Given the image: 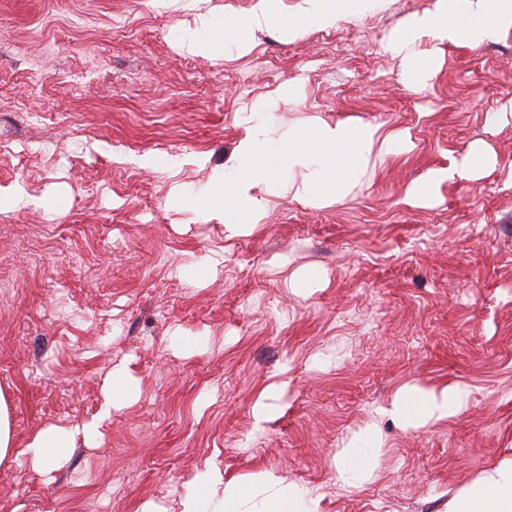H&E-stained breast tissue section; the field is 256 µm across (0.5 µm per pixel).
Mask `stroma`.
<instances>
[{
	"label": "stroma",
	"mask_w": 512,
	"mask_h": 512,
	"mask_svg": "<svg viewBox=\"0 0 512 512\" xmlns=\"http://www.w3.org/2000/svg\"><path fill=\"white\" fill-rule=\"evenodd\" d=\"M433 0H381L295 40L251 32L239 55L177 39L196 11L167 0H0V392L16 446L0 467V512H179L196 466L226 477L273 468L318 494V512H441L460 483L512 454V124L489 118L512 99V34L479 47L424 38L435 69L420 89L389 35ZM295 84L271 123L312 115L381 124L410 136L343 204L271 199L258 230L176 207L231 168L249 113ZM491 144L497 163L443 184L433 205L406 186ZM180 158L171 170L139 157ZM287 257L280 267L279 257ZM217 261L204 283L187 265ZM313 267L321 290L291 294ZM199 336L178 352L174 335ZM122 367L139 399L114 412L96 445L76 439L51 472L23 446L46 425L97 416ZM288 388L256 430L252 405L271 380ZM470 387L448 424L407 433L382 419L378 477L344 493L331 457L400 386Z\"/></svg>",
	"instance_id": "1"
}]
</instances>
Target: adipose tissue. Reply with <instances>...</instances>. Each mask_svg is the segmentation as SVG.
Masks as SVG:
<instances>
[{
  "instance_id": "adipose-tissue-1",
  "label": "adipose tissue",
  "mask_w": 512,
  "mask_h": 512,
  "mask_svg": "<svg viewBox=\"0 0 512 512\" xmlns=\"http://www.w3.org/2000/svg\"><path fill=\"white\" fill-rule=\"evenodd\" d=\"M370 0H300L296 13L283 17L271 0H260L247 15L219 22L210 13L197 16L195 29L184 32L186 47L200 54L214 53L224 34H232L240 53H249L248 32L275 27L283 37L296 38L309 28L332 25L342 12L359 13ZM512 32V0H434L432 8L409 15L391 37L389 48L399 51L422 37L451 45L478 46ZM408 147L406 136L384 131L371 122H330L310 117L288 136L276 137L265 113H252L245 135L237 145V165L231 179L213 178L196 195L194 209L218 217L236 236L253 233L272 198L327 207L344 202L367 182L381 162L397 157ZM495 160L489 147L478 143L446 167L429 169L412 182L405 198L411 204L431 201L444 183L482 177ZM468 386L446 385L427 390L406 384L378 408L379 416L403 429L419 430L447 423L467 408ZM100 422L76 430L49 426L34 432L25 453L34 467L54 469L67 457L76 434L96 442ZM384 438L375 421L350 433L334 456L333 481L351 491L369 484L381 461ZM316 495L285 483L272 469L254 479L225 478L217 466L198 469L180 499L179 512H316ZM443 512H512V456L501 459L457 489L443 504Z\"/></svg>"
}]
</instances>
